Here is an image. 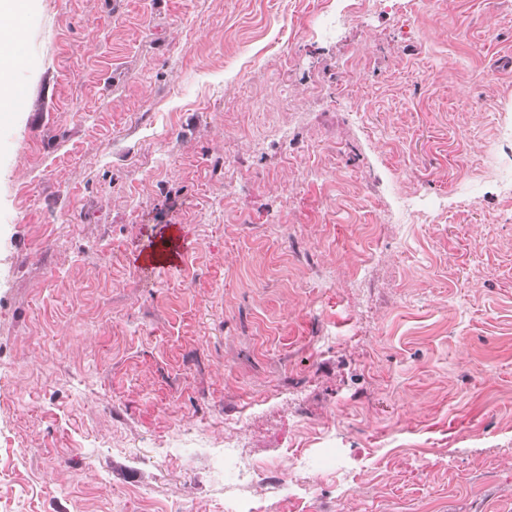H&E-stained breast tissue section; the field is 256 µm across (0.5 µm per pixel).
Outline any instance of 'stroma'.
Returning <instances> with one entry per match:
<instances>
[{
  "label": "stroma",
  "mask_w": 512,
  "mask_h": 512,
  "mask_svg": "<svg viewBox=\"0 0 512 512\" xmlns=\"http://www.w3.org/2000/svg\"><path fill=\"white\" fill-rule=\"evenodd\" d=\"M27 4L0 512H512V0ZM237 448L234 442H224V461L227 459L235 462L238 485H251L259 478V471L253 464L241 459Z\"/></svg>",
  "instance_id": "1"
}]
</instances>
